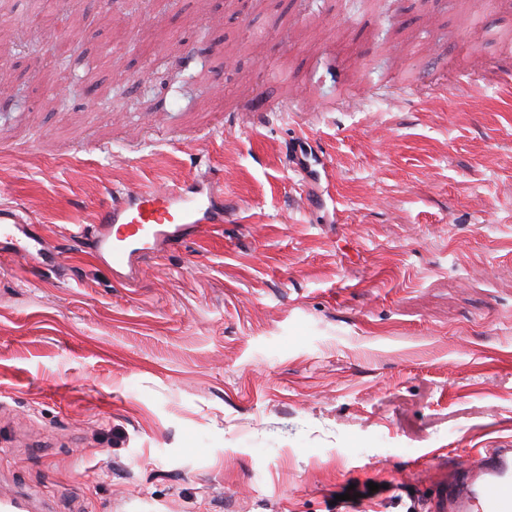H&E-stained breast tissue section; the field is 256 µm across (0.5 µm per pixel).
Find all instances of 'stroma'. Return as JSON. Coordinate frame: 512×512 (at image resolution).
<instances>
[{
	"mask_svg": "<svg viewBox=\"0 0 512 512\" xmlns=\"http://www.w3.org/2000/svg\"><path fill=\"white\" fill-rule=\"evenodd\" d=\"M0 64V209L67 263L0 240V495L428 512L512 442V0H0ZM210 168L136 281L79 237ZM0 210V237L9 239L11 250L22 261H38L45 266H62L65 258L48 241L33 232L34 224L13 212Z\"/></svg>",
	"mask_w": 512,
	"mask_h": 512,
	"instance_id": "1",
	"label": "stroma"
}]
</instances>
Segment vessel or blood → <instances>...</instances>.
Segmentation results:
<instances>
[{"label":"vessel or blood","mask_w":512,"mask_h":512,"mask_svg":"<svg viewBox=\"0 0 512 512\" xmlns=\"http://www.w3.org/2000/svg\"><path fill=\"white\" fill-rule=\"evenodd\" d=\"M223 182V171L214 169L196 189L160 184L112 192L94 226L98 252L114 272L137 279L156 245L177 243L223 223L224 205L214 194ZM0 237L9 239L21 260L51 267L64 262L61 252L15 212L0 211ZM460 471L464 486L450 485L437 496L434 512H512V448L475 456Z\"/></svg>","instance_id":"1"}]
</instances>
